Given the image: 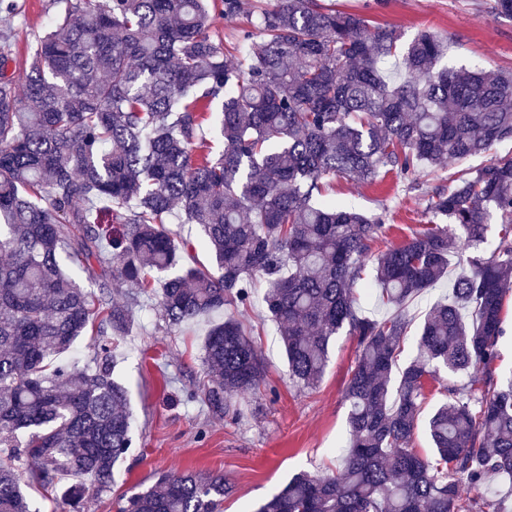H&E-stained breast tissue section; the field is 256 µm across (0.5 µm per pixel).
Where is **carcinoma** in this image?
I'll return each mask as SVG.
<instances>
[{
	"label": "carcinoma",
	"mask_w": 512,
	"mask_h": 512,
	"mask_svg": "<svg viewBox=\"0 0 512 512\" xmlns=\"http://www.w3.org/2000/svg\"><path fill=\"white\" fill-rule=\"evenodd\" d=\"M66 3L21 62L0 33V512H35L20 474L28 458L42 489L64 476L115 484L133 418L112 348L97 344L83 369L57 362L88 324L124 335L147 294L178 328L249 303L257 275L299 387H316L341 329L359 355L340 466L293 475L254 512H485L489 479L512 478V380L499 387L478 373L498 357L512 289V158L436 189L427 209L444 223L378 252L375 281L395 309L380 320L362 314L356 286L384 219L322 196L341 175L433 179L443 160L511 140L512 72L441 67L448 39L422 31L403 43L323 0H269L237 54L211 37L210 10L233 19L244 0ZM482 7L512 20V0ZM216 100L214 153L198 140ZM176 208L200 226L213 268L185 259L166 227ZM495 216L499 241L485 258L477 251ZM62 254L97 262L99 292L61 268ZM453 256L461 270L448 300L399 367L405 306L442 281ZM115 283L138 291L116 303ZM202 362L215 377L204 399L227 415L262 379L233 315L208 331ZM442 370L458 381L428 420V459L411 441L426 383ZM464 483L478 496L462 498ZM231 492L222 474L162 473L116 512H224ZM85 494L82 483L62 489L61 512H81Z\"/></svg>",
	"instance_id": "carcinoma-1"
}]
</instances>
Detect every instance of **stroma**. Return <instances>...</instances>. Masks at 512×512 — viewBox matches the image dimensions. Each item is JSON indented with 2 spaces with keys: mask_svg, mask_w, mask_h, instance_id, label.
<instances>
[{
  "mask_svg": "<svg viewBox=\"0 0 512 512\" xmlns=\"http://www.w3.org/2000/svg\"><path fill=\"white\" fill-rule=\"evenodd\" d=\"M10 23L16 58L30 52L36 36L66 7L65 0H18ZM339 10L357 11L371 26L395 30L402 40L431 30L449 37L448 65L469 70L512 69V21L476 10L475 0H327ZM512 157V141H502L465 163L444 162L437 181L416 183L414 175L389 173L371 184L340 177L330 195L369 216H383L385 232L377 249L396 246L428 224L425 209L435 187L450 175L478 169L490 160ZM265 283L254 278L251 304L235 315L250 329L264 361L255 394L233 401L236 417L213 412L202 400L190 401L213 385L202 363L210 327L202 318L172 329L155 299L143 298L124 336L112 344L116 375L127 388L134 417L133 444L111 491L90 492L83 512H114L113 501L132 487L151 486L164 472L220 473L233 494L224 512H254L288 479L301 471L335 470L345 454L348 407L344 390L357 358V341L347 331L333 339L329 361L315 389L302 390L288 376L277 326L260 296ZM448 293L447 282L423 290L409 302L411 325L400 355L408 362L426 314Z\"/></svg>",
  "mask_w": 512,
  "mask_h": 512,
  "instance_id": "1",
  "label": "stroma"
}]
</instances>
